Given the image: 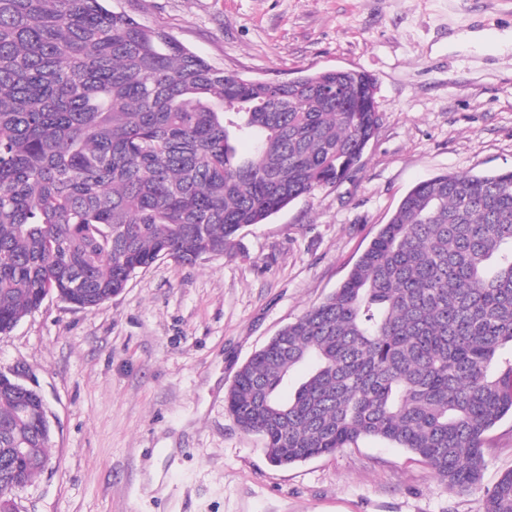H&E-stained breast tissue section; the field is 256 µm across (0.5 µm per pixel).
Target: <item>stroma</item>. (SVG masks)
Listing matches in <instances>:
<instances>
[{
    "instance_id": "35a3bbf8",
    "label": "stroma",
    "mask_w": 512,
    "mask_h": 512,
    "mask_svg": "<svg viewBox=\"0 0 512 512\" xmlns=\"http://www.w3.org/2000/svg\"><path fill=\"white\" fill-rule=\"evenodd\" d=\"M211 65L281 82L321 69L376 81L358 170L245 227L223 256L160 259L94 310L48 295L6 335L0 370L47 401L49 465L17 512H481L376 439L277 467L224 399L242 365L331 295L418 182L512 168V0H108ZM483 489L512 470V416L485 435Z\"/></svg>"
}]
</instances>
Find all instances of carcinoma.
<instances>
[{
	"label": "carcinoma",
	"mask_w": 512,
	"mask_h": 512,
	"mask_svg": "<svg viewBox=\"0 0 512 512\" xmlns=\"http://www.w3.org/2000/svg\"><path fill=\"white\" fill-rule=\"evenodd\" d=\"M105 0H0V334L51 290L92 310L137 271L194 265L360 166L380 115L352 69L290 82L214 68ZM512 169L442 174L401 199L336 292L255 351L227 413L289 466L373 437L448 488L480 485L512 414ZM314 362L297 382L296 366ZM38 403L0 389L20 484L48 464ZM483 512H512V470Z\"/></svg>",
	"instance_id": "cac0c4a2"
}]
</instances>
